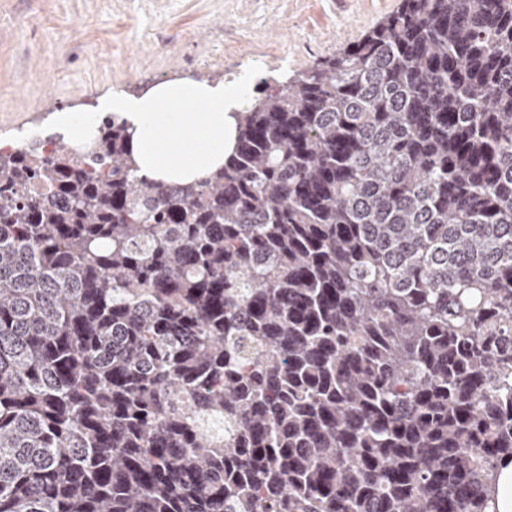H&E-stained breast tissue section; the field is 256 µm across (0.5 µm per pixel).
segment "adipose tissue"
I'll list each match as a JSON object with an SVG mask.
<instances>
[{
	"mask_svg": "<svg viewBox=\"0 0 512 512\" xmlns=\"http://www.w3.org/2000/svg\"><path fill=\"white\" fill-rule=\"evenodd\" d=\"M252 96L244 72L228 82L177 77L99 98L95 112L126 121L138 176L189 184L223 167L237 135L236 113Z\"/></svg>",
	"mask_w": 512,
	"mask_h": 512,
	"instance_id": "1",
	"label": "adipose tissue"
}]
</instances>
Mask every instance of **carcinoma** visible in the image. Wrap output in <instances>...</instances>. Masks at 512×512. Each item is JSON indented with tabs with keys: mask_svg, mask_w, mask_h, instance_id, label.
<instances>
[{
	"mask_svg": "<svg viewBox=\"0 0 512 512\" xmlns=\"http://www.w3.org/2000/svg\"><path fill=\"white\" fill-rule=\"evenodd\" d=\"M263 84L194 184L115 115L0 152V512H488L512 0H400Z\"/></svg>",
	"mask_w": 512,
	"mask_h": 512,
	"instance_id": "1",
	"label": "carcinoma"
}]
</instances>
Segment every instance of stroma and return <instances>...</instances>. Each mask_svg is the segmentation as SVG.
I'll list each match as a JSON object with an SVG mask.
<instances>
[{"label": "stroma", "mask_w": 512, "mask_h": 512, "mask_svg": "<svg viewBox=\"0 0 512 512\" xmlns=\"http://www.w3.org/2000/svg\"><path fill=\"white\" fill-rule=\"evenodd\" d=\"M399 0H0V140L175 75L308 70Z\"/></svg>", "instance_id": "35a3bbf8"}]
</instances>
